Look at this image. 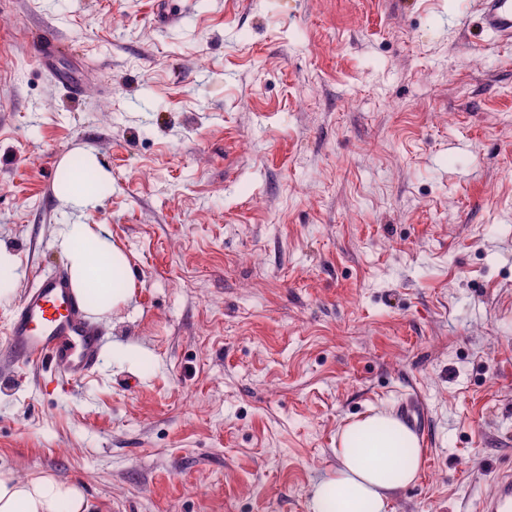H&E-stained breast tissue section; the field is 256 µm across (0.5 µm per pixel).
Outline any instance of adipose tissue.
Masks as SVG:
<instances>
[{
    "instance_id": "1",
    "label": "adipose tissue",
    "mask_w": 512,
    "mask_h": 512,
    "mask_svg": "<svg viewBox=\"0 0 512 512\" xmlns=\"http://www.w3.org/2000/svg\"><path fill=\"white\" fill-rule=\"evenodd\" d=\"M57 243L81 291L101 297L99 317L128 304L136 291L129 262L103 224L60 225ZM336 465L313 484L308 512H392L393 493L412 484L423 451L415 434L383 410L351 421L339 432ZM0 512H87L82 489L51 476L23 478L0 467Z\"/></svg>"
}]
</instances>
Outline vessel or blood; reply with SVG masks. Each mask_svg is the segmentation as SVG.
<instances>
[{
  "label": "vessel or blood",
  "mask_w": 512,
  "mask_h": 512,
  "mask_svg": "<svg viewBox=\"0 0 512 512\" xmlns=\"http://www.w3.org/2000/svg\"><path fill=\"white\" fill-rule=\"evenodd\" d=\"M481 25L497 40L512 42V0H483ZM102 347V336L86 318L83 296L62 269L39 278L21 298L5 338L6 352L60 366L76 381L99 364ZM482 510L512 512V471L498 475Z\"/></svg>",
  "instance_id": "b4317fda"
}]
</instances>
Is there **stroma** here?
<instances>
[{"instance_id": "obj_1", "label": "stroma", "mask_w": 512, "mask_h": 512, "mask_svg": "<svg viewBox=\"0 0 512 512\" xmlns=\"http://www.w3.org/2000/svg\"><path fill=\"white\" fill-rule=\"evenodd\" d=\"M481 10L0 0V342L76 220L128 257L136 294L97 324L139 348L82 384L0 354V466L90 512H307L340 429L413 398L394 512H480L512 469V44ZM78 154L111 182L75 215Z\"/></svg>"}]
</instances>
